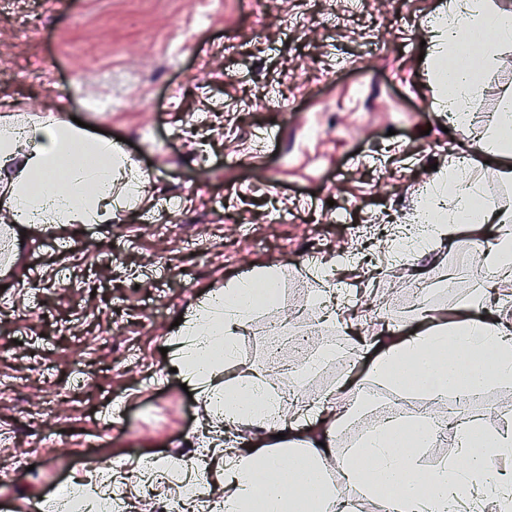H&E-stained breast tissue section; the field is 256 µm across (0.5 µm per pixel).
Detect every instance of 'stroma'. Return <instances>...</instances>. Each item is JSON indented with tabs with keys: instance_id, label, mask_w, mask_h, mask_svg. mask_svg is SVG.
<instances>
[{
	"instance_id": "stroma-1",
	"label": "stroma",
	"mask_w": 512,
	"mask_h": 512,
	"mask_svg": "<svg viewBox=\"0 0 512 512\" xmlns=\"http://www.w3.org/2000/svg\"><path fill=\"white\" fill-rule=\"evenodd\" d=\"M194 21L197 0H0V118L22 123L53 113L100 135L122 138L123 153L149 177L109 224L15 227L0 223V460L26 458L0 481V500L39 512L49 489L111 463L126 512H159L179 498L171 464L186 449L211 460L207 493L194 512H221L222 451L201 417L198 386L171 370L177 317L243 270L275 268V303L254 313L238 338L240 369L268 372L266 327L315 329L339 338L313 304L321 288L301 257L308 247L335 286L364 297L347 324L365 345L369 406L336 433L344 457L384 420L399 390L369 378L388 322L412 330V282L455 279L432 289L438 315L455 320L489 284L476 265H453L462 241H494L489 224L439 238L392 260L394 227L430 190L448 182V163L470 158L480 193L512 207V180L498 161L462 144L436 111L425 24L444 0H264L253 34L254 0H222ZM388 49L376 52V41ZM473 102L477 130H490L512 98V46L483 71ZM357 203L343 222H323L329 203ZM167 227L157 235L155 225ZM372 224L383 225L372 263L336 264ZM89 281L93 291L77 289ZM117 331L112 346L97 337ZM68 387L64 409L75 430L60 435L43 399ZM459 417L486 430L512 425V384L483 390ZM161 475L142 484L141 472Z\"/></svg>"
}]
</instances>
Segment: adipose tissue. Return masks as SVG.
<instances>
[{
    "mask_svg": "<svg viewBox=\"0 0 512 512\" xmlns=\"http://www.w3.org/2000/svg\"><path fill=\"white\" fill-rule=\"evenodd\" d=\"M428 29L437 109L451 113L457 130L469 134V108L484 92L474 79L475 69L496 65L501 46L512 44V15L499 12L492 0H445ZM473 42L481 51L472 67L465 58ZM14 161L21 163V175L0 206L17 224H108L140 190L139 169L112 140L52 115L21 125L0 120V168ZM456 185L451 198L429 192L419 222L498 225L501 243H485L475 252L488 277L512 274V252L504 247L512 238V209L491 206L473 217L470 206L477 186L470 170L457 172ZM118 187L123 196H115ZM276 281L275 269L266 268L212 293L186 321L175 354L178 370L200 384L216 436L252 432L249 448L224 450V512H293L300 496L307 499L310 512H341L353 489L373 497L389 490L395 512H492L512 500V469L495 464L512 456V430L486 434L478 451L467 420L450 425L456 457L431 470H423L419 455L435 441L434 420L413 422L407 448L396 443L404 423L390 420L369 431L353 449L357 464L338 459V479L328 481L324 462L335 451L336 430L367 405L356 381L342 379L334 393L319 399L301 432L262 373L248 370L229 380L220 375L236 359L239 328L257 309L251 300L253 284L266 285L271 302ZM489 304L488 292L479 290L467 304L468 316L454 322L423 306L414 334L396 337L383 348L371 364V377L433 397L511 383L512 329L493 317ZM343 391L359 401L340 412L336 395ZM269 429L283 434L279 447H272L266 437ZM286 457L303 470V481L291 482L282 472L280 462Z\"/></svg>",
    "mask_w": 512,
    "mask_h": 512,
    "instance_id": "obj_1",
    "label": "adipose tissue"
}]
</instances>
